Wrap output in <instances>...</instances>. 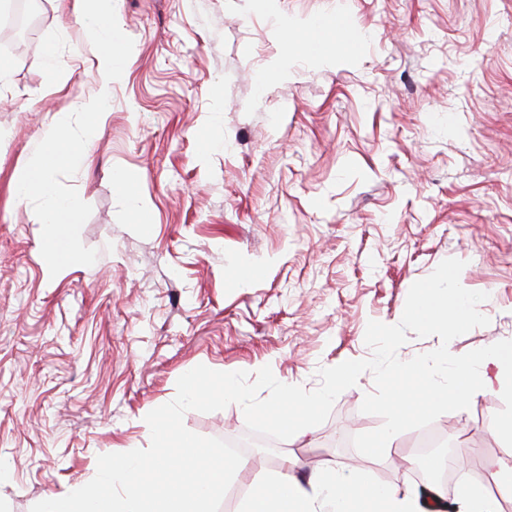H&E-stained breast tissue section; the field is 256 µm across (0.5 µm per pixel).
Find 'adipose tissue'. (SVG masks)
<instances>
[{"label": "adipose tissue", "instance_id": "adipose-tissue-1", "mask_svg": "<svg viewBox=\"0 0 512 512\" xmlns=\"http://www.w3.org/2000/svg\"><path fill=\"white\" fill-rule=\"evenodd\" d=\"M115 0H75L73 9L77 23L95 17L99 25L95 31L98 49L97 82L99 89L90 98L77 99L76 105L88 118L89 128H96L105 116L113 81L121 72L125 52L112 32V14ZM47 147L40 158L26 168L15 180L13 193L17 200L45 190L49 172L59 164L72 161V154L63 150L70 135L64 123H53L46 133ZM78 202L68 197L47 196L42 211L47 247V269L56 275L65 271L73 259L68 240L59 239L60 225L71 224ZM446 358L423 363L409 360L401 363L404 371H420L427 378L431 392H444L456 402L469 400L475 394L495 390L512 397V338L490 345L474 358L447 368ZM504 461L494 475L496 493L483 490L466 492V512H502V498L512 497V425L500 427ZM294 460H284L270 475L256 476L259 493L246 498L242 512H351L357 500H374L385 507V512H421L420 498H427L431 512H445L448 489L442 485L427 487L424 496L399 494L389 486L378 485L361 474L347 475L336 469L324 470L314 481L302 483L294 475Z\"/></svg>", "mask_w": 512, "mask_h": 512}]
</instances>
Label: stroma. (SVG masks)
Masks as SVG:
<instances>
[{
  "label": "stroma",
  "instance_id": "1",
  "mask_svg": "<svg viewBox=\"0 0 512 512\" xmlns=\"http://www.w3.org/2000/svg\"><path fill=\"white\" fill-rule=\"evenodd\" d=\"M34 5L28 39L0 51V512L148 447L146 415L197 365H267L316 389L318 368L370 357L368 322L398 323L445 259L489 295V325L450 352L512 337V0H117L126 69L91 132L72 101L97 89L92 33L61 0ZM338 12L355 37L312 27ZM312 39L320 57L300 51ZM56 119L82 155L48 189L81 205L77 260L52 277L44 199H15L13 179ZM374 389L363 373L283 441L299 479L333 467L409 485L417 431L380 460L351 443L383 423L360 410ZM510 419L512 399L488 390L433 426L469 447L459 463L490 492ZM183 422L220 439L246 427L237 404Z\"/></svg>",
  "mask_w": 512,
  "mask_h": 512
}]
</instances>
